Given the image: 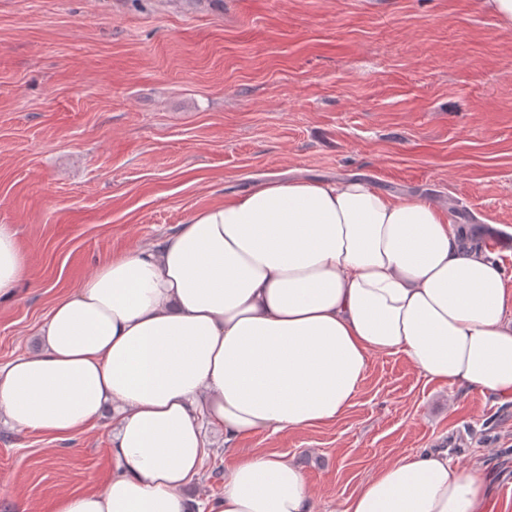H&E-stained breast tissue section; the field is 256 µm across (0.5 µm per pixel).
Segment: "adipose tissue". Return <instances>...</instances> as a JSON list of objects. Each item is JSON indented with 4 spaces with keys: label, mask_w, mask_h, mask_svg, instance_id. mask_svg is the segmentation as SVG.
<instances>
[{
    "label": "adipose tissue",
    "mask_w": 512,
    "mask_h": 512,
    "mask_svg": "<svg viewBox=\"0 0 512 512\" xmlns=\"http://www.w3.org/2000/svg\"><path fill=\"white\" fill-rule=\"evenodd\" d=\"M471 228L368 182L271 176L112 256L58 299L39 351L0 368V415L66 438L112 426V478L53 512H195L208 431L231 442L339 420L370 358L512 396V282ZM28 270L0 224V301ZM477 469L428 451L378 467L343 512H491ZM207 512H315L304 474L241 456Z\"/></svg>",
    "instance_id": "adipose-tissue-1"
}]
</instances>
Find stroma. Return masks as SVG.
<instances>
[{
  "mask_svg": "<svg viewBox=\"0 0 512 512\" xmlns=\"http://www.w3.org/2000/svg\"><path fill=\"white\" fill-rule=\"evenodd\" d=\"M361 178L512 228V27L480 0H0V224L29 271L0 302V366L113 255L269 175ZM106 422L66 439L0 420V512H51L112 477ZM479 463L512 512V401L373 357L335 423L215 437L188 489L237 454L283 456L317 512L428 449Z\"/></svg>",
  "mask_w": 512,
  "mask_h": 512,
  "instance_id": "stroma-1",
  "label": "stroma"
}]
</instances>
